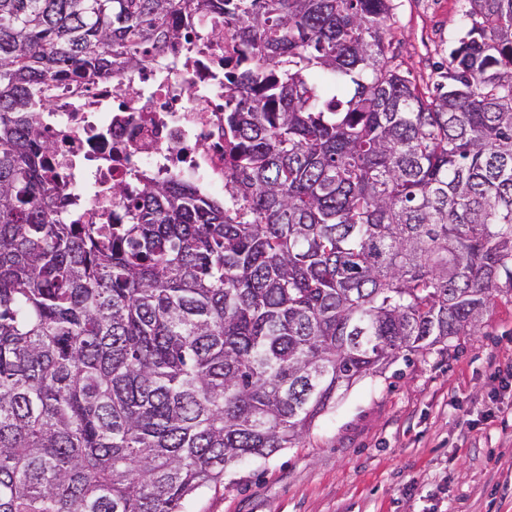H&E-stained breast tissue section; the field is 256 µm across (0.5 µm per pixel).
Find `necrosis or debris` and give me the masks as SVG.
I'll return each mask as SVG.
<instances>
[{"label":"necrosis or debris","mask_w":512,"mask_h":512,"mask_svg":"<svg viewBox=\"0 0 512 512\" xmlns=\"http://www.w3.org/2000/svg\"><path fill=\"white\" fill-rule=\"evenodd\" d=\"M223 27L211 17L194 27L191 54L165 52L91 90L60 85L43 123L57 146L58 187L107 219L123 214L113 185L137 195L143 174L223 197L224 41L216 35Z\"/></svg>","instance_id":"necrosis-or-debris-1"}]
</instances>
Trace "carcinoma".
Here are the masks:
<instances>
[{
  "mask_svg": "<svg viewBox=\"0 0 512 512\" xmlns=\"http://www.w3.org/2000/svg\"><path fill=\"white\" fill-rule=\"evenodd\" d=\"M423 92L391 0H0V512H184L357 380L512 294V0ZM224 16V201L142 178L79 224L43 135Z\"/></svg>",
  "mask_w": 512,
  "mask_h": 512,
  "instance_id": "cac0c4a2",
  "label": "carcinoma"
}]
</instances>
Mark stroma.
I'll use <instances>...</instances> for the list:
<instances>
[{
  "label": "stroma",
  "instance_id": "obj_1",
  "mask_svg": "<svg viewBox=\"0 0 512 512\" xmlns=\"http://www.w3.org/2000/svg\"><path fill=\"white\" fill-rule=\"evenodd\" d=\"M466 0H392L389 51L430 89ZM185 512H512V296L483 325L357 381L302 441L224 476Z\"/></svg>",
  "mask_w": 512,
  "mask_h": 512
}]
</instances>
